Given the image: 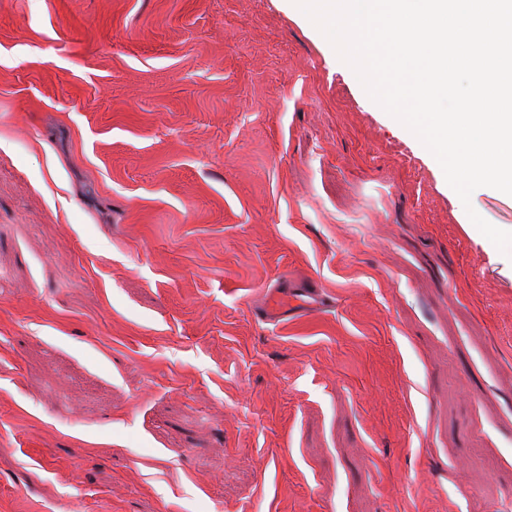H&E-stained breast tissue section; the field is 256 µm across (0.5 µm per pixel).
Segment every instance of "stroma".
<instances>
[{
	"label": "stroma",
	"mask_w": 512,
	"mask_h": 512,
	"mask_svg": "<svg viewBox=\"0 0 512 512\" xmlns=\"http://www.w3.org/2000/svg\"><path fill=\"white\" fill-rule=\"evenodd\" d=\"M472 210L287 0H0V512H500Z\"/></svg>",
	"instance_id": "1"
}]
</instances>
